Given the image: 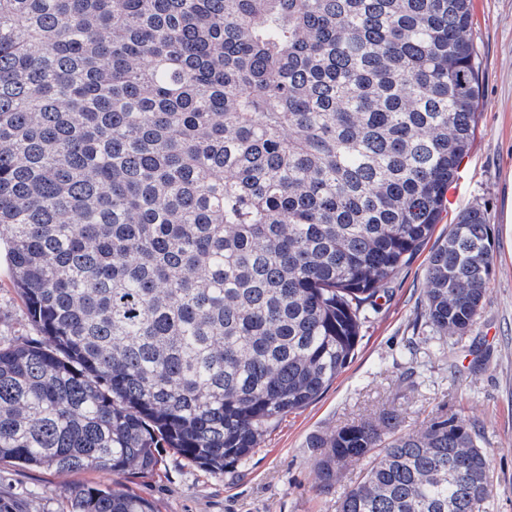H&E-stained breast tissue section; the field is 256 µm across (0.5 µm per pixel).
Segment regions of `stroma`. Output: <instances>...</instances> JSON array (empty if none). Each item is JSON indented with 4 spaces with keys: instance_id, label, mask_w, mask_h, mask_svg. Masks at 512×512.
Wrapping results in <instances>:
<instances>
[{
    "instance_id": "35a3bbf8",
    "label": "stroma",
    "mask_w": 512,
    "mask_h": 512,
    "mask_svg": "<svg viewBox=\"0 0 512 512\" xmlns=\"http://www.w3.org/2000/svg\"><path fill=\"white\" fill-rule=\"evenodd\" d=\"M470 14L480 55L478 118L427 248L380 299L345 369L306 408L278 420L246 459L214 475L167 449L156 472L123 478L124 487L151 501L157 512H336L337 497L353 485L359 469L348 467L332 492L319 493L318 451L311 440L386 413L398 414L415 430L430 411L475 428L478 445L493 459V512H512V251L503 226L512 197V0H471ZM476 202L485 207L493 236L483 309L474 330L437 357L420 327L428 256L449 224ZM33 334L1 248L0 341ZM111 481L104 471L62 475L0 461V499L13 512H69V485Z\"/></svg>"
}]
</instances>
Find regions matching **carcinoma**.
I'll return each instance as SVG.
<instances>
[{"mask_svg": "<svg viewBox=\"0 0 512 512\" xmlns=\"http://www.w3.org/2000/svg\"><path fill=\"white\" fill-rule=\"evenodd\" d=\"M470 0H0V241L38 338L0 342V461L70 512L170 448L214 475L348 364L471 146ZM486 211L428 256L437 350L480 317ZM311 447L337 512H490L491 459L441 415ZM76 483L112 484V473L84 471L61 475L46 468L0 461V498L9 501L15 512H69L68 486Z\"/></svg>", "mask_w": 512, "mask_h": 512, "instance_id": "1", "label": "carcinoma"}]
</instances>
